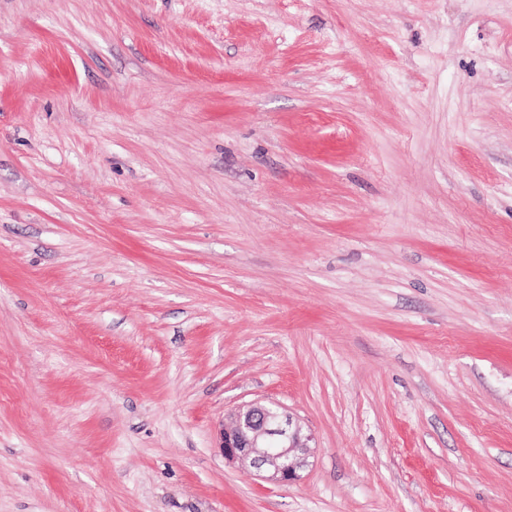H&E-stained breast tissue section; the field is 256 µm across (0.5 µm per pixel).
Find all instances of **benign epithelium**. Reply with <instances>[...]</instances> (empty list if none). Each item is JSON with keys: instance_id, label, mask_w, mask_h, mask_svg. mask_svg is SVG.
<instances>
[{"instance_id": "benign-epithelium-1", "label": "benign epithelium", "mask_w": 512, "mask_h": 512, "mask_svg": "<svg viewBox=\"0 0 512 512\" xmlns=\"http://www.w3.org/2000/svg\"><path fill=\"white\" fill-rule=\"evenodd\" d=\"M310 436L285 410L253 403L239 407L222 430L224 459L248 464L259 476L288 483L298 477Z\"/></svg>"}]
</instances>
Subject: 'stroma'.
Returning <instances> with one entry per match:
<instances>
[{"instance_id": "stroma-1", "label": "stroma", "mask_w": 512, "mask_h": 512, "mask_svg": "<svg viewBox=\"0 0 512 512\" xmlns=\"http://www.w3.org/2000/svg\"><path fill=\"white\" fill-rule=\"evenodd\" d=\"M0 512H512V0H0ZM311 437L285 410L253 403L239 407L223 428L220 448L228 461H240L259 476L288 483L298 477Z\"/></svg>"}]
</instances>
